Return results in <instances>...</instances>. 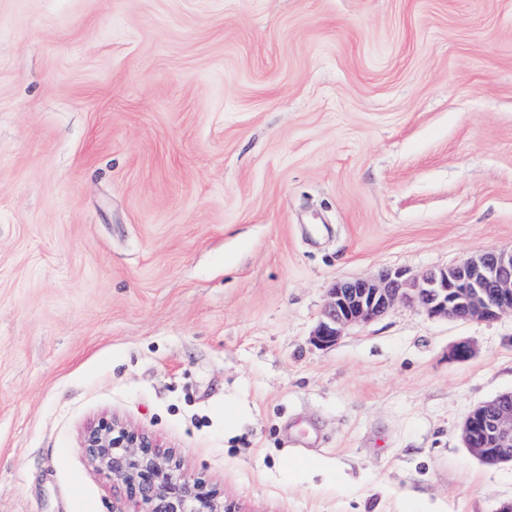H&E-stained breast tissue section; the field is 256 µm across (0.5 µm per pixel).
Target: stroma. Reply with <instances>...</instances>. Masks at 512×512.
<instances>
[{"label": "stroma", "mask_w": 512, "mask_h": 512, "mask_svg": "<svg viewBox=\"0 0 512 512\" xmlns=\"http://www.w3.org/2000/svg\"><path fill=\"white\" fill-rule=\"evenodd\" d=\"M511 248L512 0H0V512H145L103 418L228 512H498L458 433L512 316L311 335L336 281Z\"/></svg>", "instance_id": "obj_1"}]
</instances>
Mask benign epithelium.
<instances>
[{
  "label": "benign epithelium",
  "instance_id": "7a95c632",
  "mask_svg": "<svg viewBox=\"0 0 512 512\" xmlns=\"http://www.w3.org/2000/svg\"><path fill=\"white\" fill-rule=\"evenodd\" d=\"M400 301L430 317L489 322L512 315V250H486L413 278L385 271L375 278L338 281L330 288L312 342L330 348L346 329L385 315ZM473 354L467 341L448 349L451 361ZM461 440L487 465L512 464V391L476 406L461 426ZM82 448L98 470L134 491L146 512H224V502L204 479L184 477L172 456L115 420L91 427Z\"/></svg>",
  "mask_w": 512,
  "mask_h": 512
}]
</instances>
